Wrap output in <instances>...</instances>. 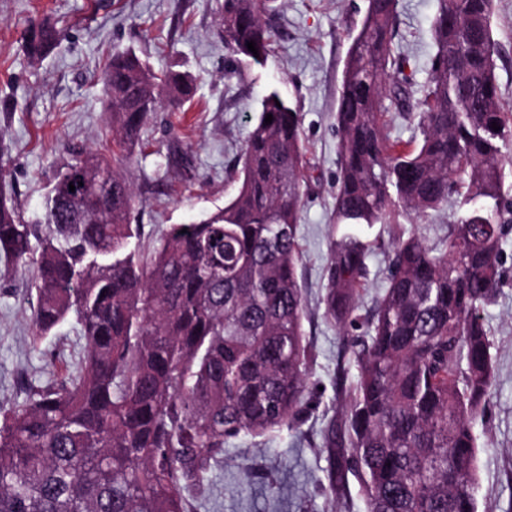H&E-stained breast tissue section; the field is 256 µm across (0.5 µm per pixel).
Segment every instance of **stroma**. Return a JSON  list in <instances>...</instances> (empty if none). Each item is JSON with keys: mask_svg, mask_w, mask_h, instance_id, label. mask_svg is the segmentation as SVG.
Masks as SVG:
<instances>
[{"mask_svg": "<svg viewBox=\"0 0 512 512\" xmlns=\"http://www.w3.org/2000/svg\"><path fill=\"white\" fill-rule=\"evenodd\" d=\"M224 0H0V145L8 149L7 179L15 202L38 210L46 186L72 151L111 145L106 95L100 79L113 52L133 50L155 72L175 69L196 84L184 107L163 104L151 113L132 150L130 171L139 202L131 215L141 241L153 245L172 224H188L222 209L236 185L229 172L271 90L300 112L307 185L299 222L298 270L309 308L305 329L314 350L315 391L298 424L263 437L229 440L224 458L207 475L204 496L188 512H364L357 485L331 495L323 433L340 413L336 363L340 331L321 317L336 194L335 113L347 34L366 0H277L272 53L256 66L231 56L220 35ZM437 0H400L395 43L410 59L414 92L426 84L435 48L431 22ZM51 18L61 46L42 61L28 59L21 32L27 22ZM496 78L512 109V0H496ZM178 146L189 168L157 172L161 152ZM367 260L364 307L385 286L386 225ZM503 254L504 278L483 313L494 344L496 381L479 438L478 512H512V232ZM29 277L0 262V412L22 403L40 385L79 361L83 341L75 319L35 339V292Z\"/></svg>", "mask_w": 512, "mask_h": 512, "instance_id": "1", "label": "stroma"}]
</instances>
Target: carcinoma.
<instances>
[{"label":"carcinoma","mask_w":512,"mask_h":512,"mask_svg":"<svg viewBox=\"0 0 512 512\" xmlns=\"http://www.w3.org/2000/svg\"><path fill=\"white\" fill-rule=\"evenodd\" d=\"M271 2L224 0L232 55L266 63ZM494 2L438 0L435 55L415 103L408 59L394 47L399 0H367L350 34L321 311L363 335L346 340L352 358L337 365L342 416L323 447L331 493L354 478L366 512H477L474 425L495 384L482 311L502 283L512 222ZM61 38L48 21L23 33L33 61ZM102 80L112 152L63 163L40 213L25 216L8 196L0 164V260L31 271L38 335L72 316L85 342L74 371L30 388L0 418V512H187L226 440L297 421L311 396L299 113L266 95L230 173L234 197L146 250L130 222V148L161 94L181 104L192 82L173 70L158 77L130 50L112 54ZM393 110L414 123L410 140L391 136ZM450 203L447 234L433 245L399 221H432ZM376 224L393 226L392 249L383 293L362 315Z\"/></svg>","instance_id":"1"}]
</instances>
